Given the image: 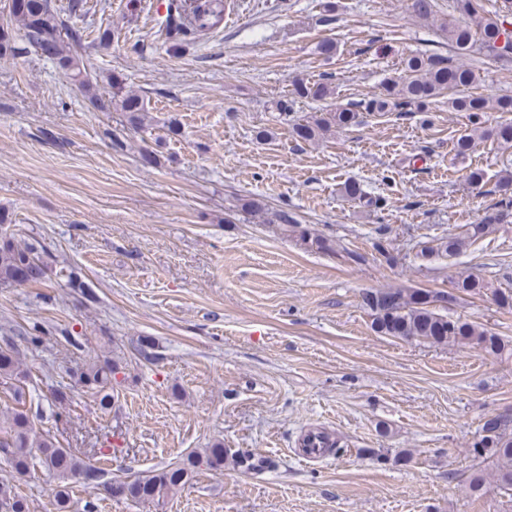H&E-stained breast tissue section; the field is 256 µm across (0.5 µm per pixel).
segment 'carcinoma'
<instances>
[{"instance_id": "1", "label": "carcinoma", "mask_w": 512, "mask_h": 512, "mask_svg": "<svg viewBox=\"0 0 512 512\" xmlns=\"http://www.w3.org/2000/svg\"><path fill=\"white\" fill-rule=\"evenodd\" d=\"M415 16L426 23H434V0H413ZM456 9L466 17L458 23L438 25L452 54L415 55L403 63L402 74L386 77L380 91L369 92L356 102L338 106L320 117H312L295 124L292 132L303 142H315L327 137L335 129L351 126L360 112H428L431 105L451 89L467 88L477 80L475 71L460 62L461 57L479 52L493 56L512 53V0H495L487 10L482 0H456ZM224 0H171L167 9L166 37L170 50L178 52L182 38L210 31L224 21ZM9 19L0 24V58L15 57L30 50L54 61L58 67L88 90L93 87V76L76 54L82 45L83 33L72 27L51 4V0H11ZM24 32V45H19L14 25ZM110 99L126 113L128 123L136 127L144 120L145 106L139 95L126 88L123 80L110 78ZM336 86L329 77L300 83L294 88L297 98L327 100L335 98ZM448 107L464 112L470 128L455 143L456 156L464 157L476 140H492L501 146H512V122L486 127L484 115L488 112H512V95L483 96L467 94L448 99ZM499 190L505 194L479 224L461 234L431 240L421 249L424 258L462 253L482 237L490 225L498 221L497 209L512 206L507 197L512 190V170L501 171ZM301 240L310 247L335 253L332 240L303 231ZM50 254L33 243H20L14 235L0 233V286H36L45 282L50 271ZM488 288L484 280L466 275L454 283V289L480 295ZM456 300L452 293L434 292L419 288H382L363 295V303L372 316L375 332L406 340H419L433 345L470 346L488 354L503 355L507 345L500 337L470 321L451 320L437 310L442 298ZM58 334L74 348L81 347L79 337L68 329L57 332L40 322L24 329L19 341H5L0 347V386L9 390L17 407L0 412V455L10 464L14 477L25 476L35 464H40L53 477L51 494L57 512H66L70 485L80 482L110 498L130 499L145 505L158 506L169 496L185 487L195 473L224 469L227 451L215 443L209 448L193 451L185 458L162 468L140 472L115 486L112 472L100 467L90 458L72 448L60 445L50 432L39 428L42 414L23 406L27 374L23 370L24 352L39 350L47 338ZM155 345L143 336L133 344L134 354L147 362L156 360ZM128 363L122 357L102 354L89 359L72 372L75 384L99 397V407L110 408L114 392L127 380ZM473 447L480 454L493 459L495 478L500 489L512 496V420L500 414L487 416L478 432ZM235 466L245 471H260L266 460L243 452L234 457ZM0 512H31L30 501L22 496L11 480L0 481Z\"/></svg>"}]
</instances>
